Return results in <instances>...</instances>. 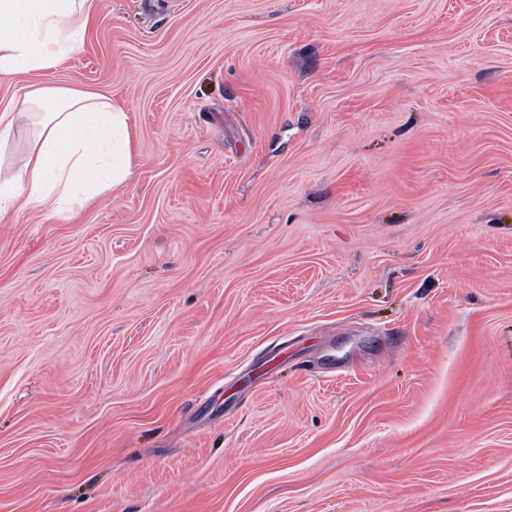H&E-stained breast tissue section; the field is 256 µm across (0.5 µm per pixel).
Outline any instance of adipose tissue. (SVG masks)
<instances>
[{
	"label": "adipose tissue",
	"mask_w": 512,
	"mask_h": 512,
	"mask_svg": "<svg viewBox=\"0 0 512 512\" xmlns=\"http://www.w3.org/2000/svg\"><path fill=\"white\" fill-rule=\"evenodd\" d=\"M92 0H0V74L47 70L81 46ZM36 134L20 176H0V213L66 216L131 174L129 117L97 94L34 86L0 110V145L21 123Z\"/></svg>",
	"instance_id": "ef3b65f1"
}]
</instances>
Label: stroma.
I'll return each mask as SVG.
<instances>
[{"mask_svg": "<svg viewBox=\"0 0 512 512\" xmlns=\"http://www.w3.org/2000/svg\"><path fill=\"white\" fill-rule=\"evenodd\" d=\"M0 75L132 174L0 214V512H512V0H93Z\"/></svg>", "mask_w": 512, "mask_h": 512, "instance_id": "35a3bbf8", "label": "stroma"}]
</instances>
